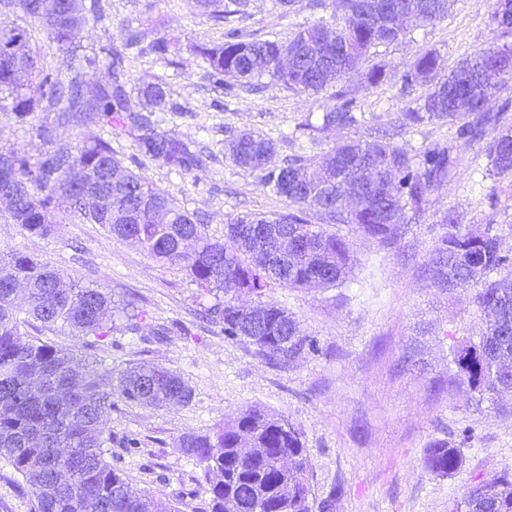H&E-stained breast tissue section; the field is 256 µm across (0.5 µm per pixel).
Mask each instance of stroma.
<instances>
[{
	"label": "stroma",
	"instance_id": "35a3bbf8",
	"mask_svg": "<svg viewBox=\"0 0 512 512\" xmlns=\"http://www.w3.org/2000/svg\"><path fill=\"white\" fill-rule=\"evenodd\" d=\"M493 4L453 0L443 21L411 27L404 42L377 48L357 71L316 95L287 91L266 78L255 90L225 95L193 51L222 42L224 27L193 0H112L106 18L87 19L76 31L74 40L87 54L108 44L122 47L131 27L150 40L165 36L178 42L176 63L146 54L133 58L129 77L168 87L178 109L157 113V128L193 142L206 155V167L187 174L151 163L144 174L189 212L203 215L212 238H223L225 224L238 215L288 210L285 198L270 194L232 162L233 136L243 130L272 134L280 139L274 164L295 154L318 164L327 147L347 133L333 130L314 142L300 125L308 114L331 107L342 92L364 114L358 136L368 137L376 128L411 152L444 143L457 158L449 180L430 194L418 223L403 225L394 247L338 227L354 258L346 287L271 291V299L288 308L318 347L285 366L266 363L253 347L225 338L206 321L185 270L157 262L97 224L59 220L49 237L27 235L0 203V251L33 255L64 282L97 283L114 299H137L148 322L170 329L153 343L116 329L94 354L113 377L149 361L177 372L193 389L189 403L162 409L116 401L108 417L117 440L112 450L133 490L178 500L181 512H205L208 495L177 440L188 431L230 423L250 405L300 426L313 495L319 501L335 495L333 512H452L460 483L512 473V396L477 409L467 388L448 387L449 345L482 328L473 293L441 292L425 270L450 211L471 232L497 234L512 256V178L487 175L485 140L456 139L447 125L403 130L397 122L426 92L422 86L403 91L405 64L435 50L443 59L435 78L446 79L463 57L498 38ZM317 20L336 23L331 8L316 7L315 0H299L284 17L273 11L271 0H251L247 15L234 17L232 24L245 39L285 42L298 27ZM378 66L386 75L369 84L366 75ZM465 427L470 438L463 446V472L455 479L429 473L422 463L427 448L438 440H457ZM125 440L133 441V448L122 449Z\"/></svg>",
	"mask_w": 512,
	"mask_h": 512
}]
</instances>
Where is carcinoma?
Instances as JSON below:
<instances>
[{"label":"carcinoma","mask_w":512,"mask_h":512,"mask_svg":"<svg viewBox=\"0 0 512 512\" xmlns=\"http://www.w3.org/2000/svg\"><path fill=\"white\" fill-rule=\"evenodd\" d=\"M215 22L244 13L247 0H195ZM341 21L331 28L319 20L298 28L286 42L246 40L235 27L224 41L198 53L210 76L233 95L267 78L296 94H317L332 79L359 69L371 52L403 41V20L432 25L448 15L449 0H333ZM108 0H55L43 14L42 0H0V102L11 101L19 126L36 127L41 145L34 152L0 147V191L17 195L9 218L31 236L54 231L49 216L60 206L83 224H100L118 240H131L157 261L182 266L201 294L214 296L208 308L224 336L239 340L272 364L286 365L304 352L317 351L316 340L301 333L288 309L267 298L278 288L343 285L353 258L345 238L327 230L346 224L383 247L397 244L400 220L420 217L430 191L448 180L455 158L436 144L411 154L386 136L371 141L349 137L325 151L312 168L301 156L269 166L277 140L247 132L231 143L230 157L288 200V213L250 212L230 220L224 239H212L206 224L138 169L162 162L183 173L204 168L191 143L160 132L154 114L168 109L160 83L133 86L126 50L142 42L129 33L124 49L102 48L111 79L90 87L97 55H83L64 79L41 64L33 49L40 31L58 49L74 52V31L87 14L100 19ZM30 20L20 25L10 17ZM494 23L512 31V0H495ZM441 56L420 54L403 72L404 86L425 85L428 92L400 115V126L425 123L455 127L456 138L481 139L494 132L486 149L492 172L512 176V126L503 113L487 110L492 87L512 80V45L491 43L465 58L441 82L433 75ZM56 111V123L75 128L96 124L107 133L135 134L137 153L130 164L103 138L75 146L54 145L53 127L37 123L44 108ZM355 100L345 99L299 129L311 140L327 130L359 124ZM102 170L106 183L99 197L82 183L86 171ZM318 207L312 223L305 205ZM447 231L432 252L433 285L453 292L475 290L483 314L477 338L449 346L448 386L467 387L476 405L512 394V259L500 238L487 231L465 232L454 214L443 216ZM26 290L25 306L15 303L17 287ZM253 298L247 306L240 298ZM147 314L117 303L102 286L61 284L56 270L34 256L12 252L0 257V463L10 466L30 493L32 512H180L173 501L136 494L125 472L112 463V431L106 411L114 391L126 403L163 408L185 404L192 388L177 373L142 363L127 370L118 387L112 371L75 362L71 349L43 342L29 329L60 328L82 339L83 349L98 350L116 321L139 331ZM284 416L259 405L241 411L231 424L208 432H186L178 439L183 456L193 461L207 485L208 512H331L334 498L315 503L308 479L310 461L296 425L283 428ZM423 465L432 474L453 478L465 457L459 446L438 441L426 450ZM454 512H512V475L503 473L464 484Z\"/></svg>","instance_id":"carcinoma-1"}]
</instances>
